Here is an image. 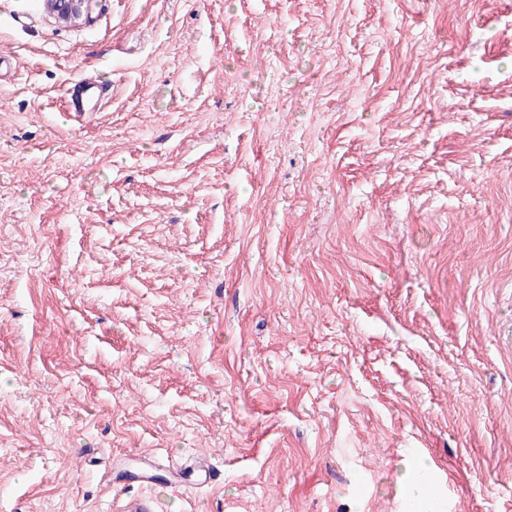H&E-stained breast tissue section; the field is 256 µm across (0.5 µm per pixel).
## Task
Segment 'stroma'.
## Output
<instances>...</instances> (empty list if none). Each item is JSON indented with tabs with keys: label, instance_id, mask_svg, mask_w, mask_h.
<instances>
[{
	"label": "stroma",
	"instance_id": "obj_1",
	"mask_svg": "<svg viewBox=\"0 0 512 512\" xmlns=\"http://www.w3.org/2000/svg\"><path fill=\"white\" fill-rule=\"evenodd\" d=\"M416 456L512 512V0H0V512H406ZM94 0H45L47 11L59 22L81 24L92 18ZM105 94L106 89L98 77H85L79 91L68 100L67 110L70 116L77 119L78 126L91 122L95 113L99 112V103ZM142 460V466L137 469L135 472L131 473L132 477H123L116 476L114 478V483L119 484H132L137 483L140 485L150 486L154 483L157 470H161L162 466L158 462H156L152 457H144Z\"/></svg>",
	"mask_w": 512,
	"mask_h": 512
}]
</instances>
